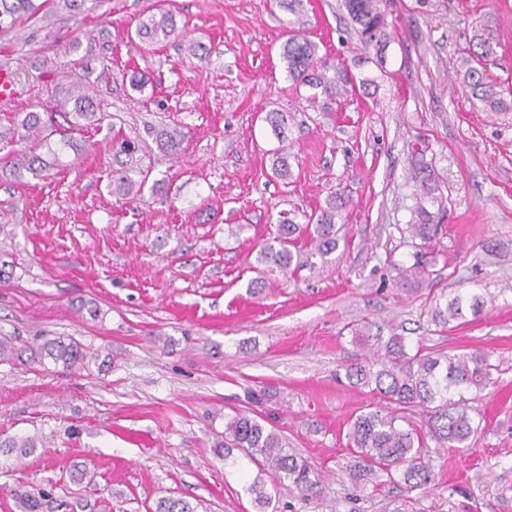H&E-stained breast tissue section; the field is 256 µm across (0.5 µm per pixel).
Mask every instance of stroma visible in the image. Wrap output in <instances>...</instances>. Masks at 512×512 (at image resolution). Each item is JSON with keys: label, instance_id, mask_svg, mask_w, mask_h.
<instances>
[{"label": "stroma", "instance_id": "35a3bbf8", "mask_svg": "<svg viewBox=\"0 0 512 512\" xmlns=\"http://www.w3.org/2000/svg\"><path fill=\"white\" fill-rule=\"evenodd\" d=\"M158 5L182 38H135ZM305 5L320 56L373 88L309 106L280 63L289 15L276 0H86L79 12L52 0L0 31V69L19 93L0 108V159L12 149L4 132L41 111L72 38L81 46L66 81L97 79L103 116L75 133L50 178L18 180L0 166V339H73L112 360L102 372L0 364V437L43 439L30 456L0 455V512H18L17 493L50 481L64 502L51 512H154L162 497L195 512H256L243 474L215 450L238 413L263 418L320 474L316 498L283 502L336 512L353 491L340 476L349 427L378 402L336 375L365 354L353 330L382 320L427 348L483 350L498 370L470 402L482 426L469 450L434 454L427 489L365 491L361 512L407 496L421 512H512L497 499L512 485V110H486L462 85L470 47L486 40L489 79L512 90V0H381L391 33L382 65L342 0ZM134 73L143 92L129 86ZM273 109L299 114L286 140L264 121ZM115 129L140 138L146 180L132 200L110 186ZM174 129L175 161L158 139ZM281 149L286 182L272 174ZM417 152L423 185L411 178ZM335 196L336 252L311 269L265 271L257 257L280 212L316 215ZM423 203L441 230L411 288L399 278L418 251L405 228ZM457 291L484 295L483 313L434 325L435 304ZM479 476L476 499L457 495Z\"/></svg>", "mask_w": 512, "mask_h": 512}]
</instances>
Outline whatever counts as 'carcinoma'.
Wrapping results in <instances>:
<instances>
[{
    "label": "carcinoma",
    "mask_w": 512,
    "mask_h": 512,
    "mask_svg": "<svg viewBox=\"0 0 512 512\" xmlns=\"http://www.w3.org/2000/svg\"><path fill=\"white\" fill-rule=\"evenodd\" d=\"M48 0H0V30H8L22 19H31L45 6ZM380 0H343V6L359 33L361 43L367 49L384 54L390 42L385 15ZM279 6L292 15L288 20V38L281 52V59L288 80L298 87L313 90L308 102L316 103L319 95L332 100L348 92L354 86L347 68L329 65L318 56V47L306 35L295 29L301 24L303 0H279ZM136 35L148 42L159 37L165 39L181 36L174 15L164 9L151 15L137 27ZM492 54L489 44H477L470 50V61L463 75V84L472 98L479 100L492 112L512 109V103L503 96V91L488 81L483 60ZM66 100L73 102L69 129L79 130L97 121L98 90L94 85L77 86L65 90ZM295 113L272 110L265 114L264 121L272 132L281 137ZM52 122V113L29 112L13 131L12 139L19 148L14 150L9 163L14 174L30 173L47 178L50 172L61 165L62 157L74 147L72 136L60 135L56 144L47 141L43 133ZM137 151L135 141L126 136H113L112 193L124 199L137 196L143 182L130 176ZM419 223L408 225L411 237L425 243L434 239L436 225L431 223V213L420 207ZM308 235L310 250L307 254L294 253L291 246ZM338 247L336 232V203L320 212L315 224H298L287 214H280L272 240L260 249L258 262L286 273L291 267L313 265L311 258L322 259L331 255ZM426 273L419 254H413V263L403 269L402 280L406 284L417 283ZM485 301L478 294L458 292L451 296L444 309H436L434 320L447 324L462 319L465 312L478 317ZM354 339L370 345L371 356L350 364L344 369V378L355 389H369L380 396L386 406L356 416L351 424L349 439L352 443L354 462L343 467V475L359 490L367 486L374 488L384 482L402 483L409 490L425 489L435 481L433 461L427 450L426 438H432L441 447L463 448L477 432L478 426L469 413V398L466 394L482 390L491 380L492 371L498 366L490 362L485 352L472 351L448 354L441 350L426 351L422 344L411 350L407 337L396 332L385 336L382 328L376 333L364 327L355 331ZM39 362L49 360L64 367H87L92 362L104 366L99 355L91 353L76 341L47 339L37 348L18 347L7 340L0 341V363L20 361L25 352ZM428 415V431L421 434L410 426V417L416 410ZM224 441L217 447L224 450V459H232L231 465L245 469V462L258 466V470L276 479L277 490L269 492L265 483L256 477L247 484L246 491L254 496L258 512H285L291 508L281 502L280 489L297 490L305 496L316 493L320 483L318 473L304 459L288 452L283 440L274 430L261 421L246 414H237L227 420ZM41 438L37 434L22 438L0 440V454H16L26 457L34 453ZM241 456H232L233 450ZM56 486L49 483L15 496L19 512H44L54 502ZM155 512H194L184 500L160 498Z\"/></svg>",
    "instance_id": "obj_1"
}]
</instances>
